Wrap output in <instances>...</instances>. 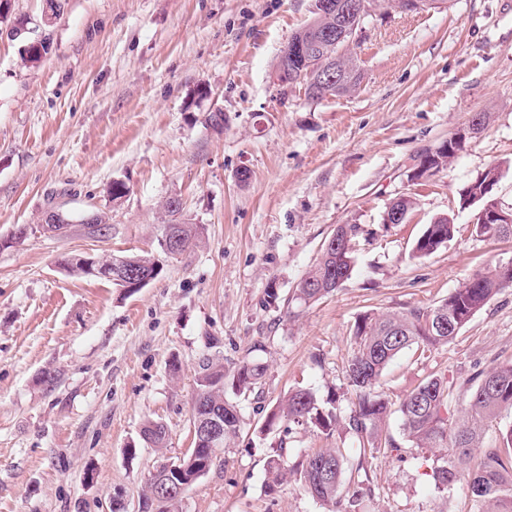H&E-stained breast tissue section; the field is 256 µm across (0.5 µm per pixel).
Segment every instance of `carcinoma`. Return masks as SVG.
<instances>
[{"label": "carcinoma", "mask_w": 512, "mask_h": 512, "mask_svg": "<svg viewBox=\"0 0 512 512\" xmlns=\"http://www.w3.org/2000/svg\"><path fill=\"white\" fill-rule=\"evenodd\" d=\"M310 33L298 29L288 40V54L279 55L277 66L290 70L304 67L302 57L293 51L295 42ZM461 148V142H449L444 151L436 154L431 163L435 172L447 168L448 161ZM500 179L499 167L492 166L467 185L460 194L464 207L483 208L487 196L494 195ZM176 231L183 236L186 249L201 240L199 224H181ZM455 233V224L447 217L426 225L422 235L412 247V256L423 258L433 254ZM339 241L336 250L322 251L312 268L296 284L291 300L300 304L316 302L334 292L332 284L338 278L347 279L353 271L349 239L355 235V225L342 224L336 228ZM129 274L123 282H113L120 288H131V276L149 273L157 277L159 259L155 255L127 258ZM512 288V274L498 267L475 275L448 294V298L434 307L406 312L364 315L355 320L352 328L353 352L346 364V379L355 395L354 408L344 422L347 432L359 443L360 463L343 480L344 449L319 448L298 464L288 465L279 452L270 457L267 467L272 482L281 484L288 476L300 472L304 490L325 506L327 512H351L353 500L343 496L344 483H361L363 461L373 458L382 450L377 432L391 414V402L373 393L379 378L390 362L403 350L412 346L421 352L445 346L453 341L460 330L470 322L496 294ZM266 369L245 362L239 366L232 382L234 395L247 398L258 394ZM196 395L205 396L206 404L224 411L223 447H230L241 429L239 403L226 398L224 391V364L205 359L196 379ZM448 381L432 376L403 398L397 408L402 419L403 432L417 448H446L448 454L437 459L433 479L437 489L448 487L460 480L467 484L468 497L474 512H512V425L501 431V445L497 448L481 446L487 428L498 424L504 408H512V361L499 363L479 375L468 408L459 418L448 417ZM265 425L270 431L281 422L297 425L313 424L323 432L331 433L339 423L335 412L324 411L315 394L308 389H297L273 410ZM143 433L153 448L167 447V428L158 421H149ZM146 509L157 512H179L181 500L174 497L158 505L150 502V491L142 495Z\"/></svg>", "instance_id": "1"}]
</instances>
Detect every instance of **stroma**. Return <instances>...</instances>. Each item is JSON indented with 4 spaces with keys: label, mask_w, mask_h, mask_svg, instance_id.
Returning <instances> with one entry per match:
<instances>
[{
    "label": "stroma",
    "mask_w": 512,
    "mask_h": 512,
    "mask_svg": "<svg viewBox=\"0 0 512 512\" xmlns=\"http://www.w3.org/2000/svg\"><path fill=\"white\" fill-rule=\"evenodd\" d=\"M314 0H66L44 27L45 0H9L0 12V512H135L149 475L192 446L196 376L204 359L233 377L242 362L266 374L241 403V431L224 466L200 478L180 512H325L299 477L270 486L268 458L358 444L314 425L265 431L293 390L349 415L350 328L366 313L428 309L475 274L512 261V238L478 233L459 193L498 166L499 205L512 210V0H447L400 13L377 4L353 46L358 89L309 100L281 92L275 64L308 23ZM47 54L22 61L16 19ZM224 113L223 130L208 121ZM489 120L447 168L420 182L418 156L473 116ZM129 192L112 200L108 187ZM412 196L406 223L383 221ZM179 196L203 242L160 259V273L130 292L78 277L69 255L157 253L159 206ZM104 213L99 231L74 221L44 232L45 215ZM450 217L456 233L427 258L411 249L426 224ZM357 227L355 268L333 293L273 308L337 225ZM24 241L11 243L19 226ZM512 360V288L494 296L456 339L408 350L377 390L396 403L430 376L447 378L457 418L477 373ZM169 432L164 452L141 437L147 421ZM380 440L400 454L370 460L356 512H468L462 484L437 491V448L407 442L399 413Z\"/></svg>",
    "instance_id": "obj_1"
}]
</instances>
